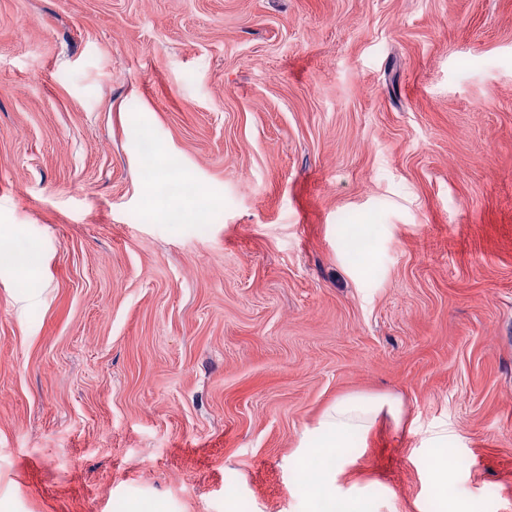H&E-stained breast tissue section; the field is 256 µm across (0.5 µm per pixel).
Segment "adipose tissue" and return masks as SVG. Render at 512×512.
I'll return each instance as SVG.
<instances>
[{
    "instance_id": "obj_1",
    "label": "adipose tissue",
    "mask_w": 512,
    "mask_h": 512,
    "mask_svg": "<svg viewBox=\"0 0 512 512\" xmlns=\"http://www.w3.org/2000/svg\"><path fill=\"white\" fill-rule=\"evenodd\" d=\"M377 405L362 397H351L336 402L323 414L317 432L320 444L313 453L314 459L328 460L338 456L347 438L367 427L369 415Z\"/></svg>"
}]
</instances>
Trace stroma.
<instances>
[{"label": "stroma", "mask_w": 512, "mask_h": 512, "mask_svg": "<svg viewBox=\"0 0 512 512\" xmlns=\"http://www.w3.org/2000/svg\"><path fill=\"white\" fill-rule=\"evenodd\" d=\"M352 396L348 512H512V0H0V512H307ZM381 403H373L362 397H351L336 402L323 414L317 432L320 436L311 460L337 459L338 448H343L347 438L367 428L368 416ZM434 448H440L436 453L434 460V471L437 475L435 490L438 494L444 496L447 494V484L443 482V471L448 469V435H440L434 438Z\"/></svg>", "instance_id": "1"}]
</instances>
